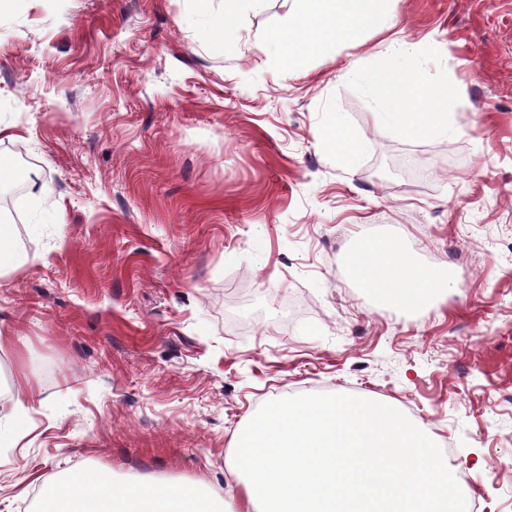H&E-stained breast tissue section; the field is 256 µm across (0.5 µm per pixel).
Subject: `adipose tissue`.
<instances>
[{"instance_id": "ef3b65f1", "label": "adipose tissue", "mask_w": 512, "mask_h": 512, "mask_svg": "<svg viewBox=\"0 0 512 512\" xmlns=\"http://www.w3.org/2000/svg\"><path fill=\"white\" fill-rule=\"evenodd\" d=\"M293 25L271 32L281 48V62L295 67L308 55L327 50L336 41L362 42L366 33L382 32L391 26L390 0H300ZM369 88L383 103L406 102L410 111L390 115L394 130L418 132L448 131L447 85H429L425 77L394 79L385 65H376ZM346 272L372 297L408 307L433 299L442 282L412 264L396 239L361 237L354 241L346 262Z\"/></svg>"}]
</instances>
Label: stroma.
<instances>
[{
  "label": "stroma",
  "mask_w": 512,
  "mask_h": 512,
  "mask_svg": "<svg viewBox=\"0 0 512 512\" xmlns=\"http://www.w3.org/2000/svg\"><path fill=\"white\" fill-rule=\"evenodd\" d=\"M222 0H19L0 13V221L35 264L0 273V382L36 411L0 424V512L94 468L203 478L267 401L356 393L424 425L470 502L512 512V0H392L390 32L294 71L273 30L298 0L206 33ZM449 81L452 135L391 133L366 78ZM362 141L339 163L323 133ZM48 184L16 189L14 168ZM396 238L448 280L406 308L345 273L357 237ZM22 384L19 390L10 394L8 402L11 404V412L29 413L35 410L38 389L32 385V381L25 373L21 375Z\"/></svg>",
  "instance_id": "1"
}]
</instances>
